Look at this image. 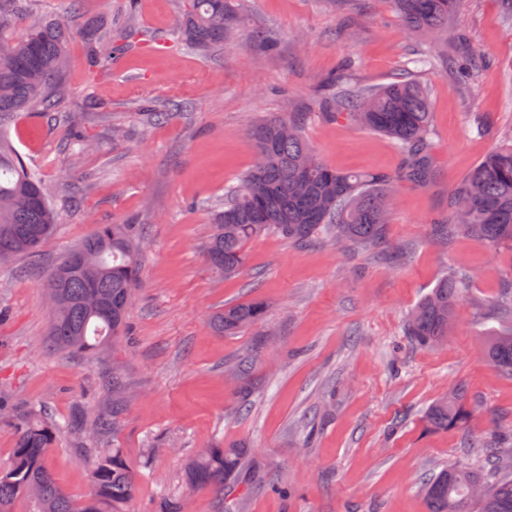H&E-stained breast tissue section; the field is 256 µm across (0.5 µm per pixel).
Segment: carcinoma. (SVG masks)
Returning <instances> with one entry per match:
<instances>
[{"label": "carcinoma", "mask_w": 512, "mask_h": 512, "mask_svg": "<svg viewBox=\"0 0 512 512\" xmlns=\"http://www.w3.org/2000/svg\"><path fill=\"white\" fill-rule=\"evenodd\" d=\"M406 25L429 39L421 55L433 65L448 66V46L465 53L462 34L451 30L449 17L464 0H390ZM25 0H0V117L13 112L58 111V88L69 65L68 35L56 20L30 22L23 38L13 30L26 20ZM234 0H190L176 24L171 43L208 53L239 24ZM121 48L109 37L95 38L89 66L108 70ZM336 88L333 109L325 116L344 119L392 138L401 160L393 173L340 172L315 154L301 134L296 115L275 117L249 130L254 150L262 155L229 189L224 209L215 218L204 247L210 268L226 278L246 265L245 242L277 232L298 243L326 241L375 249L387 243V198L401 184L428 189L441 178L434 161L429 100L411 82L380 88ZM448 193V206L431 222L432 232L448 239L470 234L490 247L512 249V129ZM59 223L39 175L29 169L10 143L0 136V261L36 254ZM89 257L90 272L73 271V258ZM142 273L138 233L133 224H101L52 270L46 282L56 297L50 312L52 343L61 349L90 353L122 338ZM466 275L438 282L406 319V333L417 344L441 343L452 325ZM499 327L485 340L488 360L512 375V287L496 303ZM266 314L261 300L228 305L213 317L214 328L228 336L260 323ZM251 363L242 359L233 375L243 396L251 392ZM471 411L463 386L454 387L426 411L428 427L465 429ZM12 458L0 465V512H13L20 497L34 503V512H130L138 477L118 449L90 465L92 491L75 501L58 486L48 464L56 437L54 424L14 411ZM466 457L449 465L421 491L428 512H512V436L474 440ZM247 450L235 446L204 449L185 467L189 485L222 495L246 482Z\"/></svg>", "instance_id": "cac0c4a2"}]
</instances>
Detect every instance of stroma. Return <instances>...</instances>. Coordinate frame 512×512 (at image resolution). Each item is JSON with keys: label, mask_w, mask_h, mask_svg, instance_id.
Here are the masks:
<instances>
[{"label": "stroma", "mask_w": 512, "mask_h": 512, "mask_svg": "<svg viewBox=\"0 0 512 512\" xmlns=\"http://www.w3.org/2000/svg\"><path fill=\"white\" fill-rule=\"evenodd\" d=\"M240 3L237 35L209 55L162 46L185 0H139L142 41L97 72L87 27L125 42V0H29V19L72 30L70 67L59 111L7 118L0 133L40 175L60 222L36 257L0 263V400L60 424L48 463L77 501L91 490L90 461L116 448L138 475L131 512H160L168 497L186 512H224L220 495L187 484L184 466L200 448L240 443L290 488L250 484L241 512H427L421 485L464 456L469 437L512 433V375L486 359L483 343L512 282V250L429 233L451 185L496 144L470 133L473 116L512 126V24L500 0H465L451 24L488 64L464 84L413 67L423 39L390 0L342 9L334 0ZM351 11L363 13L362 25H349ZM257 24L276 36L273 53L253 38ZM334 73L375 88L408 79L429 93L441 181L391 198L388 237L404 255L270 233L246 244L239 276L217 275L203 247L227 187L253 163L249 125L297 112L319 159L336 170L398 167L391 140L326 118L332 91L322 81ZM147 102L163 121L146 114ZM70 115L78 130H69ZM116 126L123 137L113 136ZM100 224L139 231L142 277L127 336L92 354L54 348L48 273ZM460 270L470 278L447 339L419 346L405 334L408 313ZM255 298L267 304L263 323L237 336L211 327L224 305ZM247 354L257 387L244 399L231 368ZM460 382L468 432L427 429L424 410ZM116 394L126 405L121 425L99 431Z\"/></svg>", "instance_id": "1"}]
</instances>
